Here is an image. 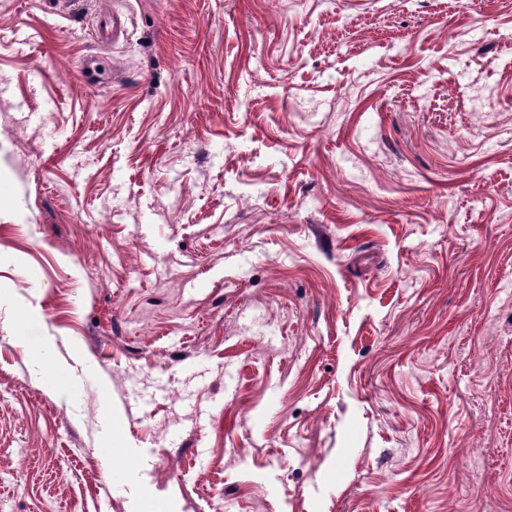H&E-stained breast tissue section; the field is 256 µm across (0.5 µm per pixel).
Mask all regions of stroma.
<instances>
[{
  "label": "stroma",
  "instance_id": "35a3bbf8",
  "mask_svg": "<svg viewBox=\"0 0 512 512\" xmlns=\"http://www.w3.org/2000/svg\"><path fill=\"white\" fill-rule=\"evenodd\" d=\"M0 0V512H512V0Z\"/></svg>",
  "mask_w": 512,
  "mask_h": 512
}]
</instances>
